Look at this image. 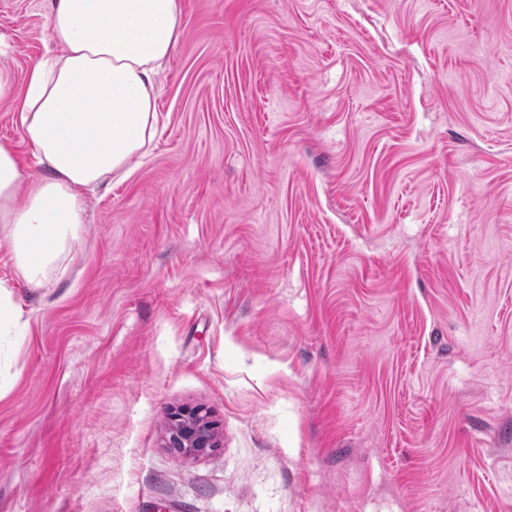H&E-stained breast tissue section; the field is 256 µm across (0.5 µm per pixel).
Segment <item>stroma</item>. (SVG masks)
I'll use <instances>...</instances> for the list:
<instances>
[{"label": "stroma", "mask_w": 512, "mask_h": 512, "mask_svg": "<svg viewBox=\"0 0 512 512\" xmlns=\"http://www.w3.org/2000/svg\"><path fill=\"white\" fill-rule=\"evenodd\" d=\"M180 2L66 274L0 249V512H512V0ZM215 429V424L203 407L179 409L169 416L166 446L198 455L216 452L219 443ZM201 430L208 432V438L201 436Z\"/></svg>", "instance_id": "obj_1"}]
</instances>
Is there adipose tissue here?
<instances>
[{
    "label": "adipose tissue",
    "mask_w": 512,
    "mask_h": 512,
    "mask_svg": "<svg viewBox=\"0 0 512 512\" xmlns=\"http://www.w3.org/2000/svg\"><path fill=\"white\" fill-rule=\"evenodd\" d=\"M52 52L24 91L0 70V100L19 104L34 177L0 143V247L27 286L64 273L86 222V189L123 181L157 133L156 77L174 51L180 0H51Z\"/></svg>",
    "instance_id": "adipose-tissue-1"
}]
</instances>
